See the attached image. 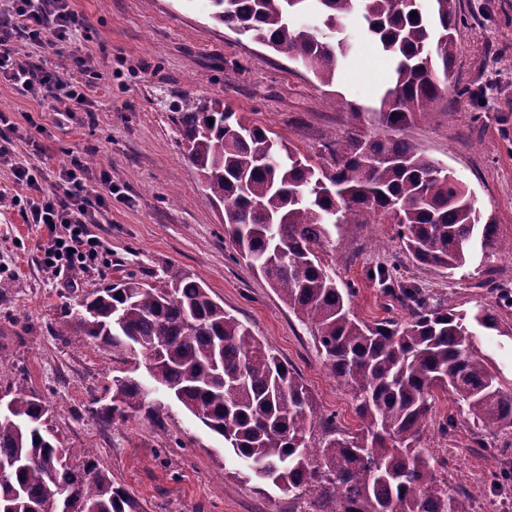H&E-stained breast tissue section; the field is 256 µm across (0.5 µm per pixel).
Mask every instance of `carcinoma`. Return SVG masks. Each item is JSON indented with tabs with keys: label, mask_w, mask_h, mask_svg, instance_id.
Returning a JSON list of instances; mask_svg holds the SVG:
<instances>
[{
	"label": "carcinoma",
	"mask_w": 512,
	"mask_h": 512,
	"mask_svg": "<svg viewBox=\"0 0 512 512\" xmlns=\"http://www.w3.org/2000/svg\"><path fill=\"white\" fill-rule=\"evenodd\" d=\"M210 2L216 21L313 63L325 86L353 50L345 35L351 16L391 60L378 116L393 135L361 134L363 111L346 103L347 131L325 145L329 172L218 100L178 115L188 159L209 200L224 207L233 249L310 329L360 424L348 432L317 412L294 369L188 276L172 274L166 287L127 276L94 288L73 320L102 347L149 352L153 381L224 437L247 463L244 479L295 491L311 512H478L480 495L448 492L437 474L448 462L421 442L435 397L446 393L466 407L478 447L495 460L512 451V381L492 367L474 331L499 329L498 312L469 317L433 306L418 284L382 268L380 286L408 319L367 322L351 311L353 289L338 287L319 256L343 226L380 224L389 213L412 258L450 276L476 249L497 245V225L482 221L462 180L398 136L448 90L459 53L456 0H230L227 13L224 0ZM108 392L105 422L155 413L133 377H112ZM50 420L43 402L21 394L0 410V512H47L66 495L71 512H139L89 461V449L56 445ZM77 456L88 461L76 466ZM509 486L511 469L491 472L485 498L501 512L512 508Z\"/></svg>",
	"instance_id": "cac0c4a2"
}]
</instances>
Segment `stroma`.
I'll use <instances>...</instances> for the list:
<instances>
[{"mask_svg":"<svg viewBox=\"0 0 512 512\" xmlns=\"http://www.w3.org/2000/svg\"><path fill=\"white\" fill-rule=\"evenodd\" d=\"M86 20L71 56L86 59L96 76L90 113L57 115L52 102L0 82V110L16 125V161L42 166L44 189L71 158L90 175L107 169L114 191L101 223L93 225L110 270L73 273L64 281L40 262L48 230L26 223L17 206L0 207V395L24 393L53 411L62 447L92 450L95 461L134 497L143 512H295L293 494L243 481V465L223 437L206 428L176 399L161 396L155 418L139 415L107 425L113 377L148 381L130 355L97 346L64 330L65 310L84 296L132 275L155 285L172 273L195 278L254 336L272 346L307 388L313 407L355 430L351 396L332 377L306 327L244 260L224 234V211L207 198L188 162L175 124L178 113L220 98L251 125L315 166L329 167L326 143L340 135L342 101L364 105L363 130L387 134L372 108L386 85L388 62L366 39L359 19L346 22L356 49L322 86L301 64L240 36L212 16L209 0H73ZM460 46L454 88L427 121L404 135L454 171L502 243L512 242V0H458ZM338 287L352 289L351 308L368 321L404 312L379 288V268H396L424 289L432 304L472 313L495 305L494 280L512 289V261L495 252L454 275L416 263L401 246L393 222L350 224L321 255ZM499 331L477 344L512 378V308L499 312ZM456 414L458 432L443 438L439 422ZM469 419L439 395L424 447L449 458V489L474 487L495 464L471 445Z\"/></svg>","mask_w":512,"mask_h":512,"instance_id":"35a3bbf8","label":"stroma"}]
</instances>
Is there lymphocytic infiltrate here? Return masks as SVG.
I'll return each mask as SVG.
<instances>
[{"label": "lymphocytic infiltrate", "mask_w": 512, "mask_h": 512, "mask_svg": "<svg viewBox=\"0 0 512 512\" xmlns=\"http://www.w3.org/2000/svg\"><path fill=\"white\" fill-rule=\"evenodd\" d=\"M84 25L70 0H10L8 11L0 13V78L19 91L63 105L66 114L88 111L94 82L68 79L43 59L19 61L12 47L13 38L21 36L60 55ZM13 176L27 190L25 196L14 197V204L22 207L27 223L45 225L49 231L40 246L45 269L58 277L108 269L100 242L89 231L108 206L112 176L107 170L99 172L97 191L91 189L88 171L78 160L59 169L57 192L42 189L36 168L14 165Z\"/></svg>", "instance_id": "obj_1"}]
</instances>
